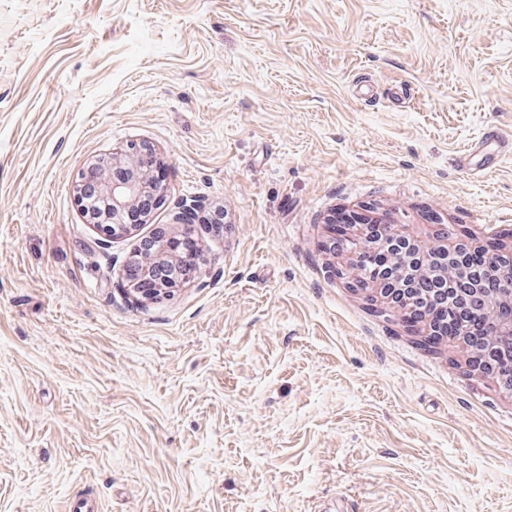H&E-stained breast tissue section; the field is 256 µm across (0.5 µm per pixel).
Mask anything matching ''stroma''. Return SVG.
<instances>
[{
  "mask_svg": "<svg viewBox=\"0 0 512 512\" xmlns=\"http://www.w3.org/2000/svg\"><path fill=\"white\" fill-rule=\"evenodd\" d=\"M492 128L512 0H0V512H512V394L327 231L511 243L512 149L459 163ZM131 144L160 205L110 237L76 186ZM159 228L193 272L121 292ZM169 250L179 255L186 262L182 264L164 265L155 268L154 274L174 283L184 280L193 268V260L197 251V244L188 236L167 239Z\"/></svg>",
  "mask_w": 512,
  "mask_h": 512,
  "instance_id": "1",
  "label": "stroma"
}]
</instances>
